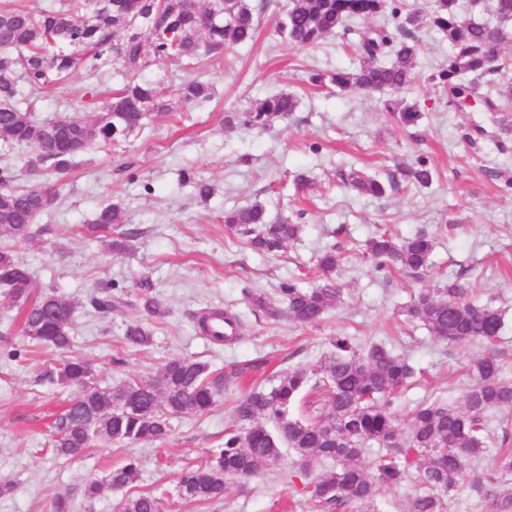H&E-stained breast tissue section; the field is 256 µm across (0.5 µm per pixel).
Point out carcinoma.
<instances>
[{"instance_id":"carcinoma-1","label":"carcinoma","mask_w":512,"mask_h":512,"mask_svg":"<svg viewBox=\"0 0 512 512\" xmlns=\"http://www.w3.org/2000/svg\"><path fill=\"white\" fill-rule=\"evenodd\" d=\"M215 0H122L121 8L100 16L94 0H54L45 10L34 11L12 0L0 3V150L8 155L22 150L17 161L0 163V287L5 298L22 304L20 336L26 341L67 352L72 346L74 306L51 292L30 299V271L13 244L33 238L40 215L57 201L55 186L38 182L18 184L19 176L69 174L94 147L119 145L141 130L155 112H169L166 88L147 81L143 72L153 64L170 63L184 71L202 67V60L221 50H232L254 41L264 5L252 0H226L222 13L205 27L198 15L212 14ZM512 22V0H491L485 18L467 16L459 0H432L425 9L404 10L400 0H290L275 25L276 35L295 48H306L342 34H356L358 65L332 74L313 73L309 82L339 88H357L387 96L384 107L403 126L416 124L421 109L403 97L414 82L413 61L419 34L431 30L448 42V58L430 76L441 87L448 108L456 112L502 111L512 104V58L504 55L507 24ZM83 67L91 75L120 74L123 85L107 97L91 120L58 113L42 117L35 112L38 95L47 88L63 87L72 72ZM483 84L491 87L479 93ZM178 102L199 105L211 100L210 85L195 77L176 88ZM296 108L288 93H276L254 102L243 113L242 125L264 130ZM341 184L359 195L381 198L400 189L398 177L429 186L434 171L417 158L399 176L387 180L351 168L338 171ZM181 182L194 185L198 195L213 193L209 182L195 173L181 172ZM227 227L242 235L256 250L275 253L296 240L302 225L270 217L266 207L254 202L224 213ZM91 233L104 232L109 248L121 252L137 234L126 223L116 203L102 205ZM367 250L380 270L396 269L418 278L427 274L433 239L418 232L403 239L382 233L368 241ZM340 259L332 250L318 262L322 283L300 288L292 280L279 285L286 301L282 308L262 292L247 295L250 308L269 320L289 319L316 325L343 300L342 289L328 277ZM110 281H100L90 299L100 314H122L135 308L149 319L164 310L148 280L140 282L134 298L112 293ZM460 279L414 293L404 315L427 327L433 338L456 344H491L503 327L501 311L490 304H476ZM240 320L218 308H205L193 319L204 336L212 320ZM125 340L136 346L152 343L145 323L126 326ZM330 349L319 364L280 372L269 387L251 388L235 411L241 426L224 431V446L208 460L182 470L179 495L189 502H214L246 481L263 475L292 455L303 476L309 501L319 512H336L354 502L372 503L386 488H400L412 481L417 489L408 495L402 512H445L446 500L463 486L476 483L470 466L491 444L489 423L495 410L512 409V380L502 375L496 355L471 361L472 379L463 404L443 399L422 401L408 413L401 426L396 400L416 376L405 355L385 343L363 342L345 333L332 337ZM90 365L70 357L60 367L41 374V381L60 386L79 384ZM224 388V378L212 376L209 366L184 357L165 362L150 381L136 377L116 387L96 386L89 395L73 398L51 425L49 447L58 457L73 456L93 442L129 445L167 438L173 418L210 410ZM128 390L139 396L137 405H120ZM315 391L329 412L301 417L289 409ZM381 448L371 464L363 457L371 445ZM140 467L131 458L113 468L105 482H90L84 491L92 500L102 484L124 489L139 481ZM120 512H161V498L146 492L128 497Z\"/></svg>"}]
</instances>
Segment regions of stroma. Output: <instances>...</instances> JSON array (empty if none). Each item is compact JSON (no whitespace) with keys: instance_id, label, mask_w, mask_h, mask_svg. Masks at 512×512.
<instances>
[{"instance_id":"35a3bbf8","label":"stroma","mask_w":512,"mask_h":512,"mask_svg":"<svg viewBox=\"0 0 512 512\" xmlns=\"http://www.w3.org/2000/svg\"><path fill=\"white\" fill-rule=\"evenodd\" d=\"M263 3L257 40L210 55L201 69V79L212 86L209 103L153 114L123 151H90L57 183V202L40 217L34 239L16 246L32 272L31 295L52 288L73 303L70 354L92 365L101 386L114 387L130 377L152 380L176 356L207 363L217 374L239 371V378L207 413L174 419L165 441L126 447L101 443L72 459H55L46 449L50 423L76 390L39 377L66 354L7 334L18 309L0 297V484L11 486L0 495V512H52L59 496L69 497L75 512H117L130 492L159 488L163 512H313L306 495L286 481L297 464L289 455L251 480L245 492L210 504L181 499L177 478L223 443L245 392L274 373L316 365L340 332L384 341L421 370L419 383L397 405L403 416L430 397L461 404L470 381L468 364L489 351L499 353L503 374L512 379V143L499 147L488 114L448 111L441 88L430 84L448 54L447 44L421 32L416 80L407 97L419 103L422 117L405 127L386 112L380 94L312 86L311 72L352 67V47L337 38L306 49L290 47L273 35L290 0ZM89 82L80 69L66 88L44 90L40 115L65 110L93 118L83 96ZM272 92L296 97L288 119L263 132L240 127L238 113ZM476 125L483 131L475 135ZM420 154L434 170L430 186L405 182L398 192L371 199L337 185L338 170L349 165L382 175ZM187 168L214 185L209 201L179 184L178 173ZM299 177L308 182L306 192L294 186ZM107 200L120 204L127 222L139 230L128 252H112L102 234L82 230ZM256 201L270 215L302 224L299 239L275 255L255 252L237 239L224 214ZM419 231L435 238L433 277L461 278L474 301L502 310L504 329L494 345L441 342L423 325L405 324L403 306L433 278L377 270L367 242L382 232L402 238ZM330 247L341 258L335 276L344 289L336 310L314 326L270 322L252 313L246 292L276 297L279 283L291 276L301 287H312L317 257ZM145 276L165 313L147 322L151 345L136 347L123 333L137 311L102 316L91 307L90 292L98 281L109 280L133 294ZM207 307L242 319L237 340L218 345L200 334L193 316ZM131 457L141 471L135 489L107 487L86 503V483L103 480ZM496 458L488 452L474 466L482 489L467 486L452 495L448 512H494V494L501 489Z\"/></svg>"}]
</instances>
